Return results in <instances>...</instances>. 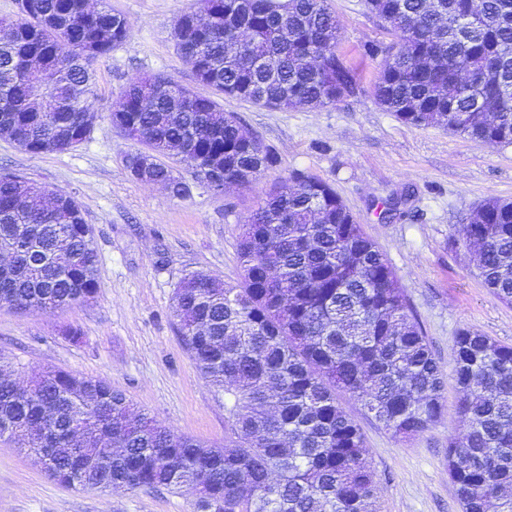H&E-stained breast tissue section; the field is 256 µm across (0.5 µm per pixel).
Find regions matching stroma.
Returning a JSON list of instances; mask_svg holds the SVG:
<instances>
[{
    "label": "stroma",
    "mask_w": 512,
    "mask_h": 512,
    "mask_svg": "<svg viewBox=\"0 0 512 512\" xmlns=\"http://www.w3.org/2000/svg\"><path fill=\"white\" fill-rule=\"evenodd\" d=\"M127 22L125 42L94 66L97 119L90 137L63 153L30 154L0 139V173L71 195L84 207L98 253L93 298L70 306L17 311L0 306V366L18 382L46 368L101 379L178 435L224 441V391L197 369L179 332L173 296L188 273L237 284L246 216L292 172L330 184L396 272L446 378L442 414L428 431L392 437L360 403L339 395L358 423L376 474L379 512H461L448 477V441L461 428L453 340L463 329L512 345V304L482 282L457 229L490 198L512 201V144L439 127H416L374 99L394 38L364 0H330L339 48L357 68L358 88L336 104L288 110L221 98L275 162L247 188L217 193L191 168L174 173L187 198L135 180L125 158L137 143L110 114L128 80L163 75L205 93L177 51L173 25L197 0H106ZM81 339L65 338L66 329ZM195 497L165 489L66 487L35 456L0 443V512H194Z\"/></svg>",
    "instance_id": "35a3bbf8"
}]
</instances>
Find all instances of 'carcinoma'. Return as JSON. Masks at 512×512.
Returning <instances> with one entry per match:
<instances>
[{
    "label": "carcinoma",
    "instance_id": "cac0c4a2",
    "mask_svg": "<svg viewBox=\"0 0 512 512\" xmlns=\"http://www.w3.org/2000/svg\"><path fill=\"white\" fill-rule=\"evenodd\" d=\"M3 19L0 138L32 153L73 150L97 118L93 68L127 37L124 17L86 0H32ZM394 34L376 103L414 126L512 144V0H366ZM196 81L255 106L334 104L357 88L329 0H198L174 23ZM112 126L145 146L134 179L191 186L162 161L207 179L251 176L274 162L239 117L162 76L129 80ZM0 173V306L56 308L96 292L98 256L82 205ZM238 285L202 273L174 292L182 339L224 388V447L133 416L108 383L47 368L27 387L0 377V434L24 433L61 485L164 488L196 495V512H378L374 471L345 392L395 437L428 430L444 378L396 274L332 186L294 174L244 220ZM486 288L512 303V202L488 199L459 227ZM454 379L464 431L448 442L461 512H512V346L463 329Z\"/></svg>",
    "mask_w": 512,
    "mask_h": 512
}]
</instances>
